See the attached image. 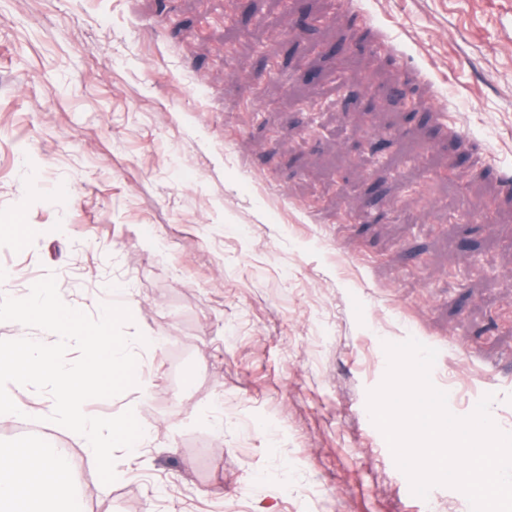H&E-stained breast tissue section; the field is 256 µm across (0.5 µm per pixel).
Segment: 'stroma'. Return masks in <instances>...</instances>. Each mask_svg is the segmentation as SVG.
<instances>
[{"mask_svg":"<svg viewBox=\"0 0 512 512\" xmlns=\"http://www.w3.org/2000/svg\"><path fill=\"white\" fill-rule=\"evenodd\" d=\"M346 2L0 0L11 294L51 274L95 317L119 283L161 339L83 405L150 437L86 512H471L415 497L371 421L410 337L452 414L491 393L512 433V0Z\"/></svg>","mask_w":512,"mask_h":512,"instance_id":"obj_1","label":"stroma"}]
</instances>
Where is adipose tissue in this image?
<instances>
[{
	"mask_svg": "<svg viewBox=\"0 0 512 512\" xmlns=\"http://www.w3.org/2000/svg\"><path fill=\"white\" fill-rule=\"evenodd\" d=\"M0 512H84V500L71 491L68 462L22 438L0 453Z\"/></svg>",
	"mask_w": 512,
	"mask_h": 512,
	"instance_id": "1",
	"label": "adipose tissue"
}]
</instances>
